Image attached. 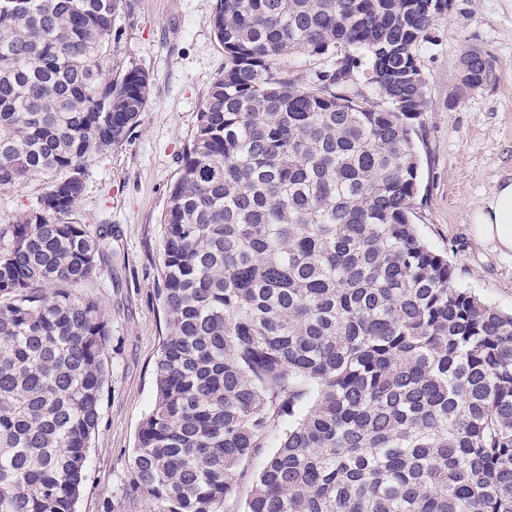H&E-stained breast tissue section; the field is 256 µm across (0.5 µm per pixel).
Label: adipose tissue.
Masks as SVG:
<instances>
[{"mask_svg": "<svg viewBox=\"0 0 512 512\" xmlns=\"http://www.w3.org/2000/svg\"><path fill=\"white\" fill-rule=\"evenodd\" d=\"M470 231L477 241L512 254V180L499 183L490 200L474 210Z\"/></svg>", "mask_w": 512, "mask_h": 512, "instance_id": "1", "label": "adipose tissue"}]
</instances>
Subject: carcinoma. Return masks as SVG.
I'll use <instances>...</instances> for the list:
<instances>
[{"label": "carcinoma", "instance_id": "carcinoma-1", "mask_svg": "<svg viewBox=\"0 0 512 512\" xmlns=\"http://www.w3.org/2000/svg\"><path fill=\"white\" fill-rule=\"evenodd\" d=\"M126 7L0 0V189L46 184L0 224V512H75L86 475L108 232L74 210L148 103V73L112 69ZM446 9L216 0L224 75L162 216L166 336L132 458L155 512H221L244 477L240 512H512V313L413 224L417 49Z\"/></svg>", "mask_w": 512, "mask_h": 512}]
</instances>
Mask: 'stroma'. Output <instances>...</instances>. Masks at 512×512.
I'll list each match as a JSON object with an SVG mask.
<instances>
[{"label": "stroma", "mask_w": 512, "mask_h": 512, "mask_svg": "<svg viewBox=\"0 0 512 512\" xmlns=\"http://www.w3.org/2000/svg\"><path fill=\"white\" fill-rule=\"evenodd\" d=\"M119 11L113 65L152 79L150 99L122 146L86 165L75 217L110 232L111 255L99 296L109 322L112 370L77 512H154L129 491L133 450L156 394L155 363L166 333L156 298L161 285L162 225L171 186L224 50L212 26L215 0H132ZM478 51L489 63L484 83L460 85L461 60ZM428 103L418 144L421 181L414 222L444 252L459 282L512 312V256L475 241L474 208L512 179V0H452L418 51Z\"/></svg>", "instance_id": "stroma-1"}]
</instances>
